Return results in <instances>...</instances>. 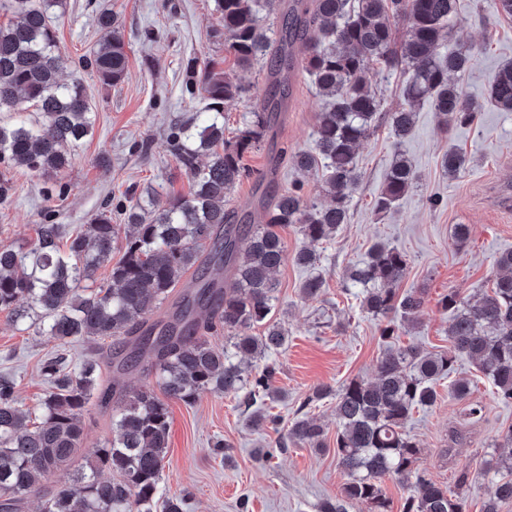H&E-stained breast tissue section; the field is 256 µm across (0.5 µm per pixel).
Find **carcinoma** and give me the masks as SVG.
Wrapping results in <instances>:
<instances>
[{"instance_id": "cac0c4a2", "label": "carcinoma", "mask_w": 512, "mask_h": 512, "mask_svg": "<svg viewBox=\"0 0 512 512\" xmlns=\"http://www.w3.org/2000/svg\"><path fill=\"white\" fill-rule=\"evenodd\" d=\"M456 2L305 0L301 9L289 6L277 44L268 37L263 17L273 0H214L216 34L234 67L247 70L262 62L276 84L290 49L301 44L302 68L325 107L317 116L318 155L302 152L293 160L305 172L323 160L330 202L316 207L288 190L265 204L260 223H234L226 202L251 174L246 156L260 147L267 121L265 113L252 112L236 136L224 138V107L246 88L219 62L208 61L185 84L189 94L205 99L206 120L178 123L169 133L171 152L191 180L188 194H174L162 207L149 197L132 196L124 224L112 223L107 206L75 234H67L62 224H38L33 246L0 245V311L17 320L34 318L59 347L106 338L130 345L126 354L94 352L77 368L64 352L45 359L41 372L51 391L37 416L19 409L14 378L0 374V512H20L25 497L40 493L43 482L59 471L69 472L68 482L49 494L43 512H154L169 441L168 401L191 405L200 394L217 390L244 393L250 407L277 395L276 364L254 374L246 359L277 352L288 341L285 329L272 321L274 274L288 258L282 231L294 226L312 243L329 241L348 222L359 178L356 149L381 114L374 78L396 71L405 76L403 103L384 113L399 141L424 102L450 131L476 118L459 84L475 55L468 46L448 44ZM0 10L9 15L0 24V113H13L0 121V164L35 174L60 172L94 129L81 73H94L106 86L126 76L118 18L106 6L98 10L97 26L107 38L65 82L60 73L67 59L53 17L66 11V0H0ZM397 19L406 26L401 38L394 29ZM490 99L512 111V64L493 76ZM29 110L35 116L27 115ZM444 167L455 177L466 171L467 160L450 152ZM413 180L411 165L396 156L375 211L391 209ZM117 248L122 256L114 263ZM294 261L310 269L303 294L321 296L325 279L315 255L302 249ZM108 263L112 286H82ZM497 265L501 274L476 300L450 289L438 301L440 311L451 316L448 350L390 346L377 361L374 380L352 379L336 391L319 387L306 399L307 406L336 395V459L348 476L340 497L324 500L319 512H347L353 502L367 504L370 512H391L384 487L388 478L404 490L401 512H470L464 490L470 471L457 476L458 492H448L416 467L421 449L404 425L413 411L434 405L438 382L454 373L462 357L492 382L499 401L512 403V251L502 253ZM407 266L405 253L376 243L347 273L352 286L361 289L362 309L385 322L380 336L386 343L400 328L417 325L425 304L423 290L399 291ZM190 271L193 290L179 295L174 322L149 323ZM255 325L265 326L263 335L247 333ZM221 332L228 334L227 343L218 348L209 337ZM142 361L158 371L162 395L148 386L117 395L118 385L103 371H125ZM94 400L113 402V437L88 454L82 448L83 418ZM287 438L327 450L326 430L314 418L295 420ZM479 473L494 480L482 512H500L512 502V452L489 455Z\"/></svg>"}]
</instances>
